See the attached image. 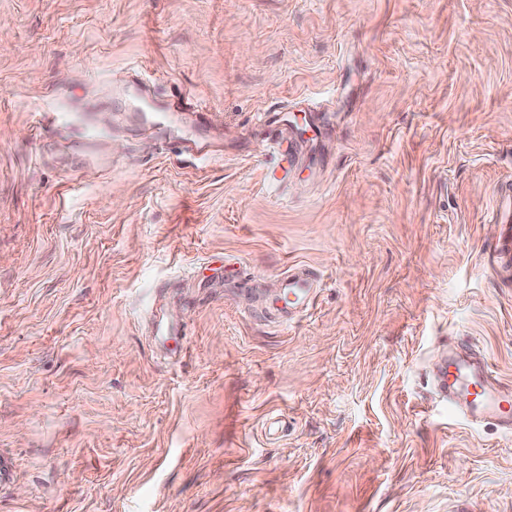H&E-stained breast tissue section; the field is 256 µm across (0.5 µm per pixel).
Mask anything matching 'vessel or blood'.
<instances>
[{
	"label": "vessel or blood",
	"instance_id": "b4317fda",
	"mask_svg": "<svg viewBox=\"0 0 512 512\" xmlns=\"http://www.w3.org/2000/svg\"><path fill=\"white\" fill-rule=\"evenodd\" d=\"M268 141L280 156L282 170L292 169L298 159V145L285 132L279 120L269 123ZM496 223L503 227L499 246L488 253L491 267H499L512 258V194H501L493 212ZM281 286L296 299L297 309L309 311L321 288L319 280L301 268L289 269L281 278ZM439 393L448 401L451 412L475 423H488L505 430L512 429V393L502 390L487 360L471 346L459 344L448 353V360L436 378Z\"/></svg>",
	"mask_w": 512,
	"mask_h": 512
}]
</instances>
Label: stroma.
Segmentation results:
<instances>
[{"label":"stroma","instance_id":"obj_1","mask_svg":"<svg viewBox=\"0 0 512 512\" xmlns=\"http://www.w3.org/2000/svg\"><path fill=\"white\" fill-rule=\"evenodd\" d=\"M0 21V512H512V433L449 417L432 379L467 341L512 389V270L485 259L512 0ZM273 110L305 144L283 189ZM161 121L205 162L161 150ZM299 265L323 288L281 326ZM160 316L186 337L152 342Z\"/></svg>","mask_w":512,"mask_h":512}]
</instances>
